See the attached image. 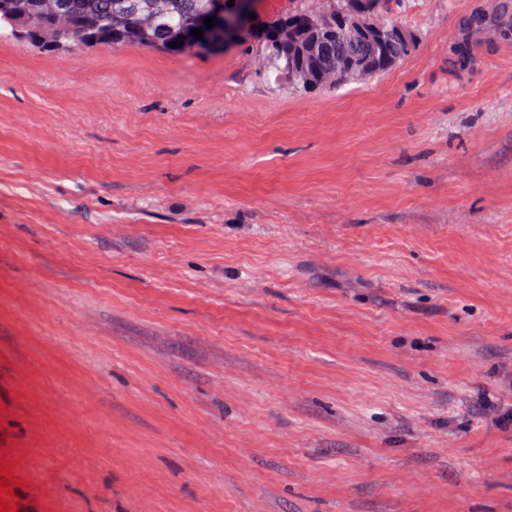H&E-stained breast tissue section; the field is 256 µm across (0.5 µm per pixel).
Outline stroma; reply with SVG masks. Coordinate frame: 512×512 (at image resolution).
I'll use <instances>...</instances> for the list:
<instances>
[{
	"instance_id": "35a3bbf8",
	"label": "stroma",
	"mask_w": 512,
	"mask_h": 512,
	"mask_svg": "<svg viewBox=\"0 0 512 512\" xmlns=\"http://www.w3.org/2000/svg\"><path fill=\"white\" fill-rule=\"evenodd\" d=\"M390 17L412 53L334 92L253 37H0V447L28 512H512V431L473 406L512 398V0Z\"/></svg>"
}]
</instances>
